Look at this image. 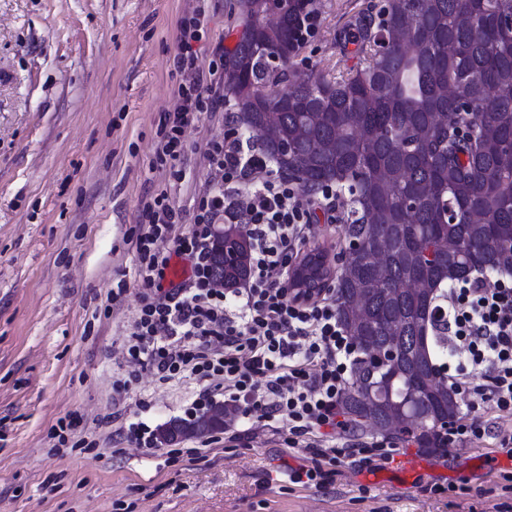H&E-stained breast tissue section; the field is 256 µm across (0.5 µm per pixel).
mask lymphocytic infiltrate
Segmentation results:
<instances>
[{
  "instance_id": "lymphocytic-infiltrate-1",
  "label": "lymphocytic infiltrate",
  "mask_w": 512,
  "mask_h": 512,
  "mask_svg": "<svg viewBox=\"0 0 512 512\" xmlns=\"http://www.w3.org/2000/svg\"><path fill=\"white\" fill-rule=\"evenodd\" d=\"M205 10L196 6L180 21L174 65L182 75L178 103L160 131L156 154L177 163L185 152V130L219 101L203 85L196 43ZM211 170L222 184L199 199L188 230L176 232L182 214L165 193L142 202L135 241L141 291L133 316L128 354L132 364L160 379L194 376L203 399L224 393L225 411L251 427L285 435L313 463L289 469V484L323 488L333 464L357 457L389 462L391 449L347 441L340 399L357 349L347 336L329 291L315 300L291 299V264L304 250L311 206L273 169L258 138L228 130L208 144ZM244 225L252 242L251 271L244 287L215 288L210 252L217 223ZM189 264L182 281L161 290L173 258ZM448 354L468 363L449 375L450 385L501 416H512V285L487 286L476 277L448 290Z\"/></svg>"
}]
</instances>
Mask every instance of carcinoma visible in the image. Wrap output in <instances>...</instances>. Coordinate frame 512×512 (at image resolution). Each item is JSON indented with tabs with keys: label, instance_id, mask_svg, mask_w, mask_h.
<instances>
[{
	"label": "carcinoma",
	"instance_id": "1",
	"mask_svg": "<svg viewBox=\"0 0 512 512\" xmlns=\"http://www.w3.org/2000/svg\"><path fill=\"white\" fill-rule=\"evenodd\" d=\"M311 0H285L282 19L267 0H235L240 37L224 51V90L238 125L261 136L278 170L311 195L324 186L348 194L350 223L336 271L338 318L352 339L394 349L384 377L357 360L341 397L354 427L435 450L447 445L448 342L435 314L448 283L475 270L512 269V0H386L380 20L356 19L364 63L327 77L291 69ZM406 27L407 41L379 42L378 30ZM473 137H458L461 106ZM273 128L279 140L262 138ZM391 246L369 250L375 225ZM250 243L236 224L212 247L213 275L235 288L249 273ZM404 412L419 427L393 422ZM202 417L169 421L171 440Z\"/></svg>",
	"mask_w": 512,
	"mask_h": 512
}]
</instances>
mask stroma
Returning <instances> with one entry per match:
<instances>
[{
    "instance_id": "35a3bbf8",
    "label": "stroma",
    "mask_w": 512,
    "mask_h": 512,
    "mask_svg": "<svg viewBox=\"0 0 512 512\" xmlns=\"http://www.w3.org/2000/svg\"><path fill=\"white\" fill-rule=\"evenodd\" d=\"M380 2L315 0L319 31L293 67L355 65L351 25ZM196 5L206 68L237 41L230 0H0V512H512V467L493 466L503 452L491 439L445 455L395 444L397 459L437 465L408 488L397 459L341 461L327 487L304 488L283 473L309 454L266 429L235 448L220 433L184 439L173 461L130 437L131 425L185 417L199 393L149 370L112 386L132 368L143 198L166 191L188 226L219 182L205 149L232 101L186 130L177 169L156 157L181 81L179 23ZM463 456L488 470L456 475Z\"/></svg>"
}]
</instances>
